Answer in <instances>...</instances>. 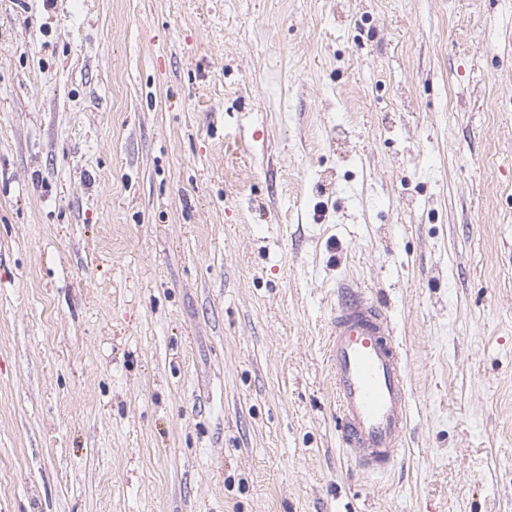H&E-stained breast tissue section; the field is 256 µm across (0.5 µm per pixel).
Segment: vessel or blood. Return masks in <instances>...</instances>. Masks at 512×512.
<instances>
[{"instance_id": "vessel-or-blood-1", "label": "vessel or blood", "mask_w": 512, "mask_h": 512, "mask_svg": "<svg viewBox=\"0 0 512 512\" xmlns=\"http://www.w3.org/2000/svg\"><path fill=\"white\" fill-rule=\"evenodd\" d=\"M328 336L342 442L359 469L387 473L404 446L410 411L400 344L375 301L351 286L337 296Z\"/></svg>"}]
</instances>
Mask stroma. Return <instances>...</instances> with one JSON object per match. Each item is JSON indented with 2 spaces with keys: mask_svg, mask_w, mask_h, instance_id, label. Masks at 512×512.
<instances>
[{
  "mask_svg": "<svg viewBox=\"0 0 512 512\" xmlns=\"http://www.w3.org/2000/svg\"><path fill=\"white\" fill-rule=\"evenodd\" d=\"M0 512H512V0H0ZM328 336L342 442L362 471L390 472L404 446L410 413L400 344L375 301L351 286L338 293Z\"/></svg>",
  "mask_w": 512,
  "mask_h": 512,
  "instance_id": "obj_1",
  "label": "stroma"
}]
</instances>
